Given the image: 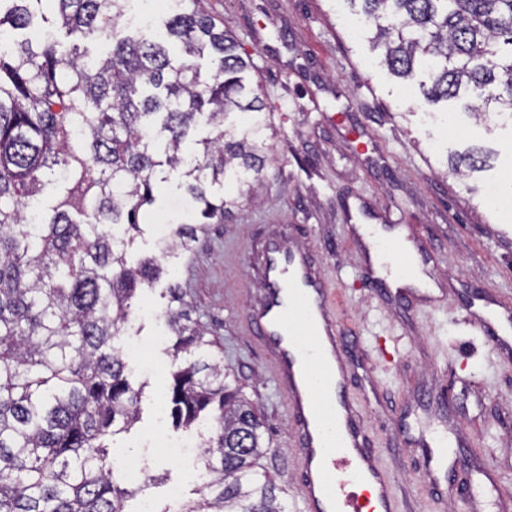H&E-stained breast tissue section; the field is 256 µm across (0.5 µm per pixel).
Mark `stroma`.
Instances as JSON below:
<instances>
[{"label": "stroma", "instance_id": "1", "mask_svg": "<svg viewBox=\"0 0 512 512\" xmlns=\"http://www.w3.org/2000/svg\"><path fill=\"white\" fill-rule=\"evenodd\" d=\"M202 6L254 63L250 78L274 130L273 162L256 195L179 255H160L155 246L160 226L181 222L173 205L182 195L177 178L159 184L154 218L136 235L129 259L155 257L180 284L193 318L216 341L225 372L258 406L269 446L259 464L290 501L300 486L294 423L248 327V305L259 292L255 250L280 228L331 282L351 388L405 512L455 509L432 499L422 453L405 441L406 432L427 428L459 435L463 460L494 471L512 496V355L497 354L478 327L466 324L480 292L512 304V221L484 194L489 183L512 194V121H480L425 103L379 65L345 0H202ZM470 148L487 152L485 168L454 174L451 158ZM358 195L376 213L408 225L409 235L434 254L433 273L448 288L444 307L399 306L362 271L345 210ZM164 290L161 284L146 290L134 317L147 357L133 377L144 389L139 422L114 440L120 455H142L155 433L183 436L159 415L173 364L157 342L167 333ZM151 471L164 478L147 489L157 503H165L172 484L195 497L197 486L177 458L155 456Z\"/></svg>", "mask_w": 512, "mask_h": 512}]
</instances>
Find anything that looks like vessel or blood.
<instances>
[{
	"label": "vessel or blood",
	"instance_id": "obj_1",
	"mask_svg": "<svg viewBox=\"0 0 512 512\" xmlns=\"http://www.w3.org/2000/svg\"><path fill=\"white\" fill-rule=\"evenodd\" d=\"M361 249L367 265L383 270L375 279L379 288L394 290L400 301L419 309L442 306L445 289L391 286L392 279L407 276L408 262L426 269L428 250L400 235L362 241ZM257 278L262 295L249 307L248 324L270 357L273 380L294 422L302 512H404L391 476L369 446L348 381L340 374L347 361L334 357L341 345L328 280L281 233L262 240ZM474 319L496 349L512 350L511 307L489 309ZM418 445L425 450L426 481L438 486L440 470L457 467L448 437L424 433ZM463 493L471 503L490 501L496 512H512V499L478 473H470Z\"/></svg>",
	"mask_w": 512,
	"mask_h": 512
}]
</instances>
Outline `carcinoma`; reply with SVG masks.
I'll use <instances>...</instances> for the list:
<instances>
[{
	"instance_id": "obj_1",
	"label": "carcinoma",
	"mask_w": 512,
	"mask_h": 512,
	"mask_svg": "<svg viewBox=\"0 0 512 512\" xmlns=\"http://www.w3.org/2000/svg\"><path fill=\"white\" fill-rule=\"evenodd\" d=\"M129 2L0 0V35L51 21L98 37L126 21ZM346 2L359 7L381 64L418 84L427 103L470 93L482 100L474 113L512 119V0ZM199 3L179 0L166 39L114 38L92 65L53 36L0 53V512H130L142 486L111 467L108 442L139 421L142 388L118 336L163 269L128 261L129 232L173 172L201 224L237 204L213 186L231 181L249 197L265 177V104L246 76L251 59ZM201 123L210 128L201 151L182 154ZM481 154L452 170L477 169ZM34 200L33 226L25 206ZM167 293L163 317L182 359L170 373L172 425L214 423L202 444L209 480L180 512H288L257 469L267 451L257 408L224 374L180 287Z\"/></svg>"
}]
</instances>
